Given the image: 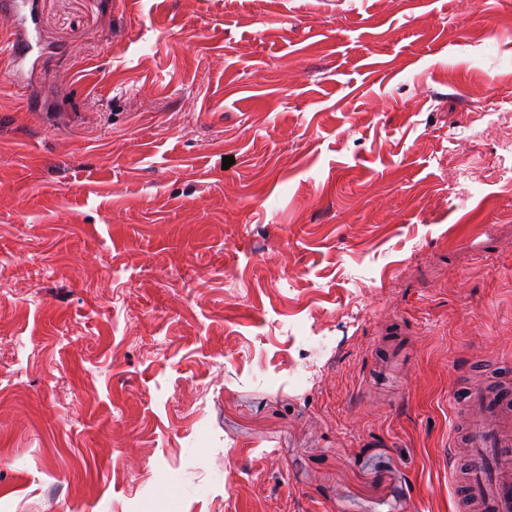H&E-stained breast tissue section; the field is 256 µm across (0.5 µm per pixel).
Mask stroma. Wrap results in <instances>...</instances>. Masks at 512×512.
Here are the masks:
<instances>
[{
  "label": "stroma",
  "mask_w": 512,
  "mask_h": 512,
  "mask_svg": "<svg viewBox=\"0 0 512 512\" xmlns=\"http://www.w3.org/2000/svg\"><path fill=\"white\" fill-rule=\"evenodd\" d=\"M34 6L0 512H459L455 368L512 364V0Z\"/></svg>",
  "instance_id": "obj_1"
}]
</instances>
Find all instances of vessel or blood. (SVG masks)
<instances>
[{
    "label": "vessel or blood",
    "mask_w": 512,
    "mask_h": 512,
    "mask_svg": "<svg viewBox=\"0 0 512 512\" xmlns=\"http://www.w3.org/2000/svg\"><path fill=\"white\" fill-rule=\"evenodd\" d=\"M463 412L450 444L464 451L455 473L464 512H512V378L469 388Z\"/></svg>",
    "instance_id": "b4317fda"
}]
</instances>
